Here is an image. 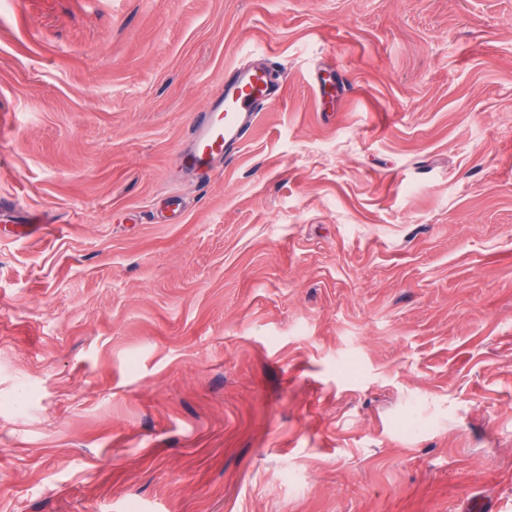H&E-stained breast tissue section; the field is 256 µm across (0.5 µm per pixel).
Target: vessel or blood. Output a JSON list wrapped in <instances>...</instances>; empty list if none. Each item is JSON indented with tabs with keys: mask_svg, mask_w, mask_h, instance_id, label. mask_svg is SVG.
Returning <instances> with one entry per match:
<instances>
[{
	"mask_svg": "<svg viewBox=\"0 0 512 512\" xmlns=\"http://www.w3.org/2000/svg\"><path fill=\"white\" fill-rule=\"evenodd\" d=\"M282 92V84L269 70H233L224 80L222 93L194 122V145L191 151L176 153L174 167L191 173L211 171L217 159L241 147L263 105L279 98Z\"/></svg>",
	"mask_w": 512,
	"mask_h": 512,
	"instance_id": "1",
	"label": "vessel or blood"
}]
</instances>
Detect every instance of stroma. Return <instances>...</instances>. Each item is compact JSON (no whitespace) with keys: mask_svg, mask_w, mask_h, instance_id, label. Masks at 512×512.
Masks as SVG:
<instances>
[{"mask_svg":"<svg viewBox=\"0 0 512 512\" xmlns=\"http://www.w3.org/2000/svg\"><path fill=\"white\" fill-rule=\"evenodd\" d=\"M7 200L0 512H512V0H0ZM283 85L268 69L236 68L224 78L222 93L193 123L191 151H178L173 166L191 173L210 172L215 161L241 147L262 106L280 97Z\"/></svg>","mask_w":512,"mask_h":512,"instance_id":"stroma-1","label":"stroma"}]
</instances>
